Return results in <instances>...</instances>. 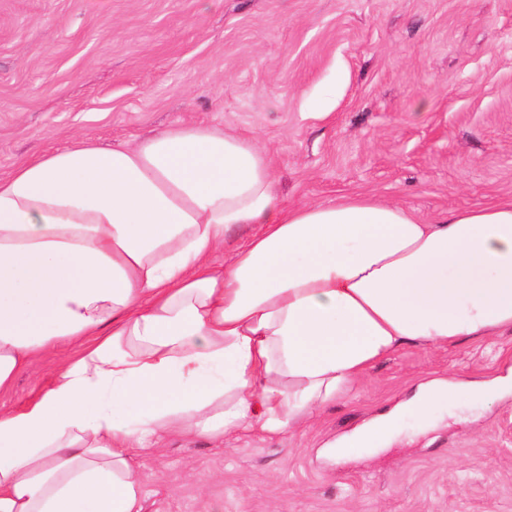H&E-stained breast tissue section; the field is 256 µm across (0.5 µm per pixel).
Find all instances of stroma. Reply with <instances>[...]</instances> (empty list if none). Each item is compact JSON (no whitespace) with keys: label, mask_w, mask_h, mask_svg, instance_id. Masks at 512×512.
Listing matches in <instances>:
<instances>
[{"label":"stroma","mask_w":512,"mask_h":512,"mask_svg":"<svg viewBox=\"0 0 512 512\" xmlns=\"http://www.w3.org/2000/svg\"><path fill=\"white\" fill-rule=\"evenodd\" d=\"M201 123L258 137L290 205L375 199L425 222L512 199V0H0V177L83 137ZM511 366V330L404 346L297 430L140 455L145 512H512V387L404 415L390 446L323 451L422 382Z\"/></svg>","instance_id":"1"}]
</instances>
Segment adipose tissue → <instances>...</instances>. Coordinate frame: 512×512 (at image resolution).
Listing matches in <instances>:
<instances>
[{
	"mask_svg": "<svg viewBox=\"0 0 512 512\" xmlns=\"http://www.w3.org/2000/svg\"><path fill=\"white\" fill-rule=\"evenodd\" d=\"M505 329L510 200L425 223L374 200L290 206L256 141L217 126L76 141L0 178V391L78 349L34 400L0 408V512H144L140 451L280 435L404 346ZM472 394L433 379L403 411L427 420ZM399 414L330 453L391 444Z\"/></svg>",
	"mask_w": 512,
	"mask_h": 512,
	"instance_id": "adipose-tissue-1",
	"label": "adipose tissue"
}]
</instances>
